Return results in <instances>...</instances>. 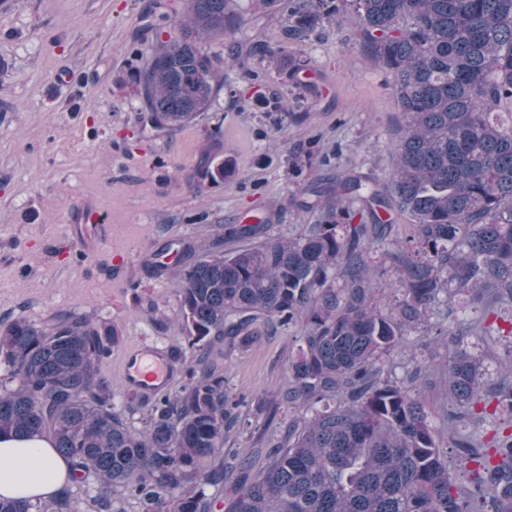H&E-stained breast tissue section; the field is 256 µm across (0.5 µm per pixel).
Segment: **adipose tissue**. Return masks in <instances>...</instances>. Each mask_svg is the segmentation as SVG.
<instances>
[{"mask_svg":"<svg viewBox=\"0 0 512 512\" xmlns=\"http://www.w3.org/2000/svg\"><path fill=\"white\" fill-rule=\"evenodd\" d=\"M68 466L41 438L0 441V496H47L69 486Z\"/></svg>","mask_w":512,"mask_h":512,"instance_id":"1","label":"adipose tissue"}]
</instances>
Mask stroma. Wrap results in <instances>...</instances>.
<instances>
[{
	"instance_id": "obj_1",
	"label": "stroma",
	"mask_w": 512,
	"mask_h": 512,
	"mask_svg": "<svg viewBox=\"0 0 512 512\" xmlns=\"http://www.w3.org/2000/svg\"><path fill=\"white\" fill-rule=\"evenodd\" d=\"M240 24L206 51L227 44H281L283 0H238ZM184 0H0V320L41 325L58 314L116 331L100 373L132 431L145 406L120 377L131 347H180L176 286L180 264L167 244L212 240L219 225L267 219L264 240L296 237L317 216L300 211L290 160L315 143L327 166L303 176L354 172L386 181L392 144L405 123L386 71L362 50L350 15L302 44L311 59L297 79L260 56L224 67L209 112L177 132L145 126L132 45L171 33ZM287 97L307 117L273 125L262 104ZM231 161L232 178L199 185L205 156ZM92 202L112 233L87 250L71 235ZM168 270L156 275L153 262ZM301 328L262 326L244 349L224 352L228 390L256 414L277 399Z\"/></svg>"
}]
</instances>
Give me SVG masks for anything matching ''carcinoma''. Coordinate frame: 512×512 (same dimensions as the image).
<instances>
[{
    "mask_svg": "<svg viewBox=\"0 0 512 512\" xmlns=\"http://www.w3.org/2000/svg\"><path fill=\"white\" fill-rule=\"evenodd\" d=\"M234 2L187 0L177 33L141 53L134 81L147 125L175 131L211 109L223 58L199 40L224 37ZM346 5L406 116L386 190L351 173L317 179L298 186L295 202L320 217L294 239L252 243L259 221L223 224L208 246L166 244L181 264L185 347L171 359L182 384L144 399V431L127 427L99 373L114 330L71 315L0 322V362L18 380L0 392V438H49L72 480L95 478L99 512H112L118 490L142 512H211L227 482L226 512H512V371L486 378L464 348L471 336L495 346L489 318L512 311V0H291L268 66L290 78L308 69L288 45ZM198 174L216 182L232 170L206 158ZM392 202L411 234L408 246L384 251L396 280L383 303L369 259ZM226 239L248 245L226 253ZM433 317L421 344L446 337L448 361L437 367L429 355L392 377L384 360ZM259 322L305 331L287 387L265 409L285 430L254 472L224 447L255 423L238 411L217 358L222 342L251 345ZM436 372L451 398L446 439L416 399ZM489 417L485 438L476 429ZM0 512H71L69 491L0 496Z\"/></svg>",
    "mask_w": 512,
    "mask_h": 512,
    "instance_id": "obj_1",
    "label": "carcinoma"
}]
</instances>
